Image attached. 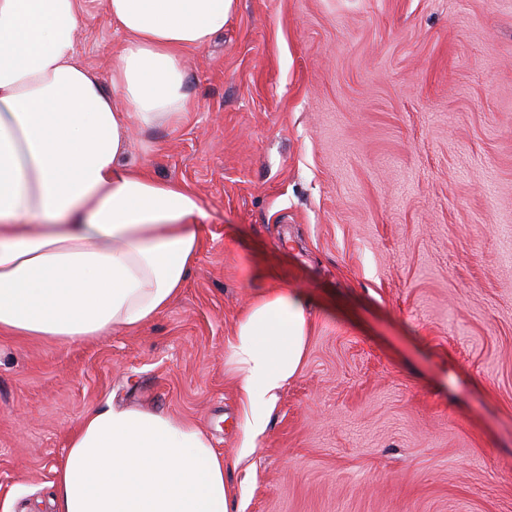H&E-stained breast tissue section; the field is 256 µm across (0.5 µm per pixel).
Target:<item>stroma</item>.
Returning a JSON list of instances; mask_svg holds the SVG:
<instances>
[{"label":"stroma","mask_w":512,"mask_h":512,"mask_svg":"<svg viewBox=\"0 0 512 512\" xmlns=\"http://www.w3.org/2000/svg\"><path fill=\"white\" fill-rule=\"evenodd\" d=\"M107 5L77 41L108 91ZM185 66L129 156L203 199L197 261L137 330L0 335V512H55L112 403L203 430L241 512H512V0H236ZM263 288L309 336L247 452L227 341Z\"/></svg>","instance_id":"35a3bbf8"}]
</instances>
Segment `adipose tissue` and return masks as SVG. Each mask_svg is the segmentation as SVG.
<instances>
[{"label": "adipose tissue", "mask_w": 512, "mask_h": 512, "mask_svg": "<svg viewBox=\"0 0 512 512\" xmlns=\"http://www.w3.org/2000/svg\"><path fill=\"white\" fill-rule=\"evenodd\" d=\"M125 36L112 91L77 56L81 0H0V333L75 342L132 331L184 288L202 199L125 161L135 132L189 110L184 55L224 29L234 0H108ZM308 303L260 290L228 360L253 450L297 375ZM58 512H234L224 460L190 423L106 406L85 415L56 472Z\"/></svg>", "instance_id": "adipose-tissue-1"}]
</instances>
